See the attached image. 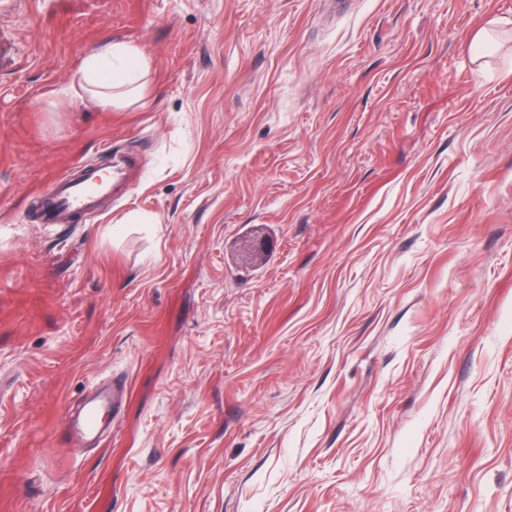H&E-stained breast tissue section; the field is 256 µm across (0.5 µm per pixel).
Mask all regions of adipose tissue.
<instances>
[{"mask_svg": "<svg viewBox=\"0 0 512 512\" xmlns=\"http://www.w3.org/2000/svg\"><path fill=\"white\" fill-rule=\"evenodd\" d=\"M146 64L138 48L121 42L110 43L86 59L79 87L104 106L120 105Z\"/></svg>", "mask_w": 512, "mask_h": 512, "instance_id": "obj_1", "label": "adipose tissue"}]
</instances>
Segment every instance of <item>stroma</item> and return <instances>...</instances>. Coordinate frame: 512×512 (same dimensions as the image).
<instances>
[{
    "mask_svg": "<svg viewBox=\"0 0 512 512\" xmlns=\"http://www.w3.org/2000/svg\"><path fill=\"white\" fill-rule=\"evenodd\" d=\"M0 512H512V0H0ZM146 64L138 48L111 42L86 59L79 87L100 104L112 108L126 101ZM119 180L111 169L96 170L83 178L59 177L53 193L44 202L45 222L69 224L79 217H98V200L111 195ZM108 408L107 403L100 402L87 407L81 418L71 423V430L76 437H88L99 430L98 416Z\"/></svg>",
    "mask_w": 512,
    "mask_h": 512,
    "instance_id": "obj_1",
    "label": "stroma"
}]
</instances>
